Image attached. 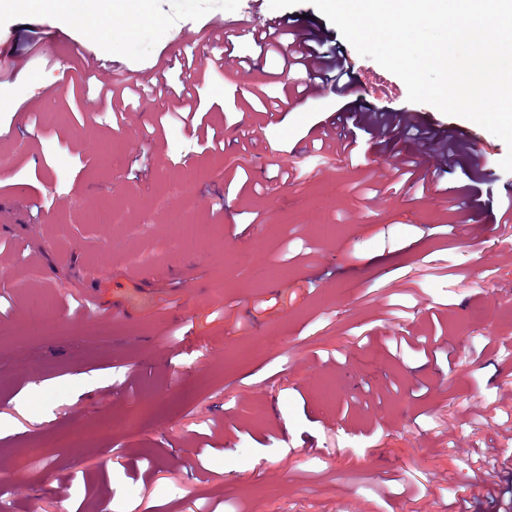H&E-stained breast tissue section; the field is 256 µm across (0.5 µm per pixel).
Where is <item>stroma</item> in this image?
Returning <instances> with one entry per match:
<instances>
[{"label":"stroma","instance_id":"obj_1","mask_svg":"<svg viewBox=\"0 0 512 512\" xmlns=\"http://www.w3.org/2000/svg\"><path fill=\"white\" fill-rule=\"evenodd\" d=\"M229 19L324 37L343 49L350 86L298 98L300 73L270 53L200 88L204 130L165 117L162 98L115 113L86 86L91 72L176 85ZM147 24L132 41L114 22L104 42L51 10L0 13V99L12 102L0 111L11 160L0 170V512L109 501L114 512H504L506 144L409 102L404 82L307 0H151ZM257 84L279 111L252 109ZM364 104L465 140L452 173L423 167L425 192L368 200L367 174L387 170L404 141L353 127V154L310 147ZM190 179L199 233L185 243L157 199L176 202ZM452 196L471 203L466 229ZM116 209L125 224H113ZM158 264L167 279H153ZM47 310L50 338L38 327ZM64 432L78 446L58 445ZM33 442L43 458L23 463Z\"/></svg>","mask_w":512,"mask_h":512}]
</instances>
